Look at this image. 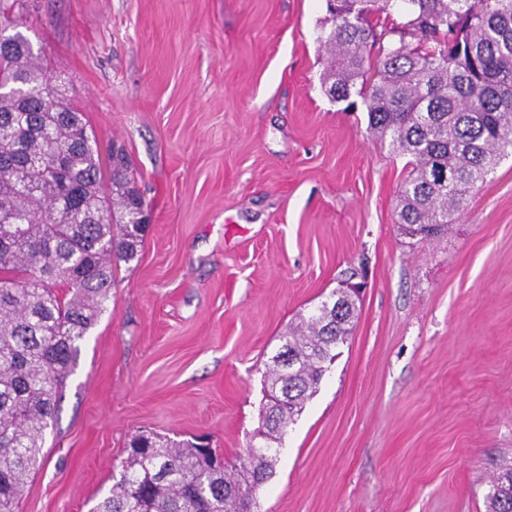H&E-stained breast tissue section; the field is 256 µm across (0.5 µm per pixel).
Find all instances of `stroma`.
<instances>
[{
    "instance_id": "35a3bbf8",
    "label": "stroma",
    "mask_w": 512,
    "mask_h": 512,
    "mask_svg": "<svg viewBox=\"0 0 512 512\" xmlns=\"http://www.w3.org/2000/svg\"><path fill=\"white\" fill-rule=\"evenodd\" d=\"M17 19L150 224L17 512H90L135 433L236 462L297 315L363 269L352 335L286 430L258 512H486L512 463V157L447 233L396 217L407 159L332 101L325 0H23Z\"/></svg>"
}]
</instances>
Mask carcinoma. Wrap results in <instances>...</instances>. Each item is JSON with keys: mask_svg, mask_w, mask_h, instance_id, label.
<instances>
[{"mask_svg": "<svg viewBox=\"0 0 512 512\" xmlns=\"http://www.w3.org/2000/svg\"><path fill=\"white\" fill-rule=\"evenodd\" d=\"M317 41L325 90L365 100L368 129L409 157L399 223L431 238L470 189L512 154V0H325ZM0 46V512H16L42 464L45 430L88 331L112 289V263L133 261L146 203L130 158L102 160L81 110L16 30ZM356 302L333 292L288 326L264 374L265 395L288 388L279 442L346 343ZM272 476L267 452L228 471L215 451L136 434L110 495L93 512H240ZM487 512H512V466L492 481Z\"/></svg>", "mask_w": 512, "mask_h": 512, "instance_id": "cac0c4a2", "label": "carcinoma"}]
</instances>
